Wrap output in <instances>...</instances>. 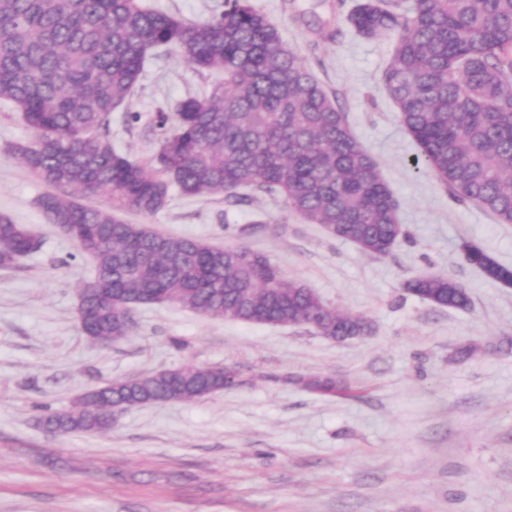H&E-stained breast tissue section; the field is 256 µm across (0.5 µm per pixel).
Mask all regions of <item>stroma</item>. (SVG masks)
Masks as SVG:
<instances>
[{"label":"stroma","mask_w":512,"mask_h":512,"mask_svg":"<svg viewBox=\"0 0 512 512\" xmlns=\"http://www.w3.org/2000/svg\"><path fill=\"white\" fill-rule=\"evenodd\" d=\"M358 0H250L317 76L399 202L401 234L384 256L328 235L282 196L188 198L130 215L169 235L264 253L367 335L336 341L306 326L215 320L176 304L142 305L115 343L91 341L78 292L94 262L39 205L47 187L17 158L33 131L0 100V213L39 251L0 268V512H512V287L470 265L463 242L512 268V224L458 200L415 167L417 153L382 82L397 40L357 35ZM217 76L149 52L129 110L109 138L130 158L158 150L152 119ZM452 279L470 304L411 293ZM471 355H463V348ZM221 366L232 386L192 402L119 408L102 433L48 430L87 391L163 370ZM329 377L333 394L303 382Z\"/></svg>","instance_id":"stroma-1"}]
</instances>
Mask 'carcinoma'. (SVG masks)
Segmentation results:
<instances>
[{
  "label": "carcinoma",
  "mask_w": 512,
  "mask_h": 512,
  "mask_svg": "<svg viewBox=\"0 0 512 512\" xmlns=\"http://www.w3.org/2000/svg\"><path fill=\"white\" fill-rule=\"evenodd\" d=\"M347 22L360 36L399 39L384 70L387 93L423 166L462 201L512 223V0H361ZM175 49L224 82L156 112L150 162L130 159L100 135L129 103L144 62ZM0 100L22 112L35 140L23 165L53 192L40 199L51 222L95 261L99 294L77 312L88 338L114 343L132 312L164 295L217 320L308 325L322 336H362L368 322L328 306L264 254L174 237L121 218L154 215L171 187L186 196L245 191L283 196L288 208L329 235L385 255L401 233L398 203L346 115L276 25L250 0H224L218 15L187 22L140 0H0ZM105 192V208L80 196ZM41 242L0 214V267ZM464 257L512 285V269L466 243ZM416 295L464 308L460 284L421 276ZM224 390V369L164 370L83 394L75 409L46 417L58 433L102 432L114 406L191 402Z\"/></svg>",
  "instance_id": "obj_1"
}]
</instances>
